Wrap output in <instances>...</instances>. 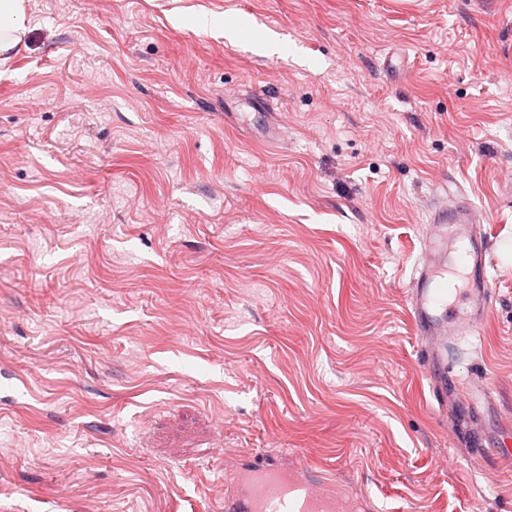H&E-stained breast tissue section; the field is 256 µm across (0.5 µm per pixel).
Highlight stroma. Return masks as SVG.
<instances>
[{
    "label": "stroma",
    "instance_id": "stroma-1",
    "mask_svg": "<svg viewBox=\"0 0 512 512\" xmlns=\"http://www.w3.org/2000/svg\"><path fill=\"white\" fill-rule=\"evenodd\" d=\"M24 25L0 512H224L255 461L368 512H512V464L474 461L512 419V0H27ZM459 197L502 258L451 361L495 399L472 442L407 303Z\"/></svg>",
    "mask_w": 512,
    "mask_h": 512
}]
</instances>
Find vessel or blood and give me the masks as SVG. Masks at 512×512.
<instances>
[{"mask_svg": "<svg viewBox=\"0 0 512 512\" xmlns=\"http://www.w3.org/2000/svg\"><path fill=\"white\" fill-rule=\"evenodd\" d=\"M433 234L423 244V259L416 267L407 293L412 323L419 338L425 366L438 370L432 387L438 404L456 391L467 410L489 406L492 395L463 383L447 386L448 344L455 336L477 333L490 302L487 270L493 259L490 236L478 231L479 214L471 203L458 201L431 216ZM455 245L458 267H447V247ZM224 512H345L341 501L330 498L324 480L299 472L265 473L257 482L225 498Z\"/></svg>", "mask_w": 512, "mask_h": 512, "instance_id": "obj_1", "label": "vessel or blood"}]
</instances>
